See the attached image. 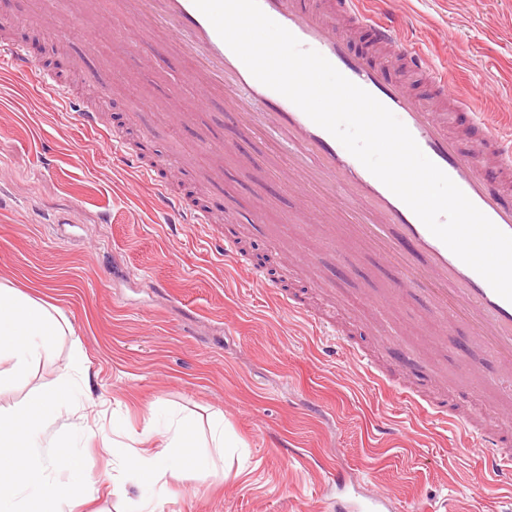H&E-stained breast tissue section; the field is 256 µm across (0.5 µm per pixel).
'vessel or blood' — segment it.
<instances>
[{
  "label": "vessel or blood",
  "instance_id": "b4317fda",
  "mask_svg": "<svg viewBox=\"0 0 512 512\" xmlns=\"http://www.w3.org/2000/svg\"><path fill=\"white\" fill-rule=\"evenodd\" d=\"M259 4L304 47L321 53L346 78L383 103L467 197L501 231L512 234V192L503 187L504 182L512 179V157L503 149L500 128L493 115L477 119L478 141L471 149H461L449 136L443 121L423 108L404 84L387 81L381 68L352 55L346 36L329 19L309 10L304 0H259ZM85 7L138 23L142 34L139 52L146 60L165 56L179 59L184 65L181 89L202 90L205 99H221L226 109L242 115L237 139L205 140L203 153L223 154L234 148L237 140L257 137L261 124L286 134L288 171L296 176L299 189L319 184L327 193L364 210L361 223L340 224L335 217L305 206L291 218L298 232L304 234L316 226L323 232H338L358 240L383 256L398 257L404 273L437 287V311L449 325L464 323L471 344L496 357L504 371L512 375V302L499 296L483 277L431 234L413 211L329 132L286 97L256 80L193 0H86ZM331 9L350 16L358 25L372 28L379 43L407 56L416 67L426 70L439 92H447L446 79L407 43L395 18L366 11L360 0H331ZM0 65L20 73L34 68L22 49L7 45L0 47ZM134 111L168 127L186 124L191 119L187 113L159 114L147 102L135 105ZM490 152L498 158L493 174L484 164V157ZM154 190L158 209L176 217L179 223H209L207 213L190 208L166 186L158 184ZM364 367L374 379H389L411 407L425 411L441 423L456 425L465 436L476 437L489 485L512 484V449L505 447L498 433L473 417L434 405L405 386L399 375H385L369 361Z\"/></svg>",
  "mask_w": 512,
  "mask_h": 512
}]
</instances>
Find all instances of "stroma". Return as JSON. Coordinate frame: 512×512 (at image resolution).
Masks as SVG:
<instances>
[{"label":"stroma","mask_w":512,"mask_h":512,"mask_svg":"<svg viewBox=\"0 0 512 512\" xmlns=\"http://www.w3.org/2000/svg\"><path fill=\"white\" fill-rule=\"evenodd\" d=\"M367 7L403 17L410 44L482 110L512 103V0H369ZM0 14L9 22L7 44L23 46L37 69L100 104L107 130L140 138L157 180L180 195L194 192L213 218L205 226L169 223L151 183L116 160L109 140L74 124L33 76L0 68V280L57 307L71 329L25 378L0 383V406L27 409L47 389L77 388L69 428L49 430L41 450L46 475L66 485L71 477L55 461L79 449L90 502L72 512L136 506V478L112 453L113 427L135 447L169 415L193 416L204 429L217 410L243 442L227 449L225 478L202 482L187 473L153 501L154 512H326L337 470L350 479L348 494L385 496L391 512H512V486L485 484L475 440L411 409L351 356L357 350L388 366L399 346L410 347L416 361L404 372L407 384L485 427L512 430V405L475 388L495 376V364L478 351L465 364L454 352L463 327L434 325L413 290L382 310L400 275L372 252L338 253L316 232L273 243L271 226L288 223L300 199L283 169H268L263 143L225 155L224 182L212 184L197 145L235 125L221 103L175 139L134 119L132 106L152 93L167 109L186 107L156 90L149 66L124 56L139 38L135 23L118 36L110 15H98L97 53L88 58L41 30L34 0H0ZM336 26L347 31L352 54L441 109L445 99L426 76L368 29L341 17ZM89 65L112 82L105 102L83 80ZM259 186L270 196L268 225L238 224L241 248L250 266L286 280L289 296L335 328L344 342L337 352H329V336L279 305L276 289L206 242L237 224ZM302 254L316 264L299 265Z\"/></svg>","instance_id":"35a3bbf8"}]
</instances>
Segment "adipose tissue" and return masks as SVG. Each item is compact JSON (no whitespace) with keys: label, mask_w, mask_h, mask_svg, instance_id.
<instances>
[{"label":"adipose tissue","mask_w":512,"mask_h":512,"mask_svg":"<svg viewBox=\"0 0 512 512\" xmlns=\"http://www.w3.org/2000/svg\"><path fill=\"white\" fill-rule=\"evenodd\" d=\"M60 327L57 315L9 282L0 281V365H6L8 376L24 377L33 365L49 357ZM62 406L60 393L51 390L35 410H0V473L11 476L8 484L0 483V512H65L70 505L68 492L50 486L36 468L20 459L21 452L32 453L40 447L42 437L61 418ZM193 428L192 418L171 417L161 431L167 453L126 456L127 467L139 476L140 505H150L169 481L181 479L186 471H194L203 479L223 473L219 453L235 445L224 427L223 414L210 418L204 453L187 456L183 450L189 445Z\"/></svg>","instance_id":"obj_1"}]
</instances>
